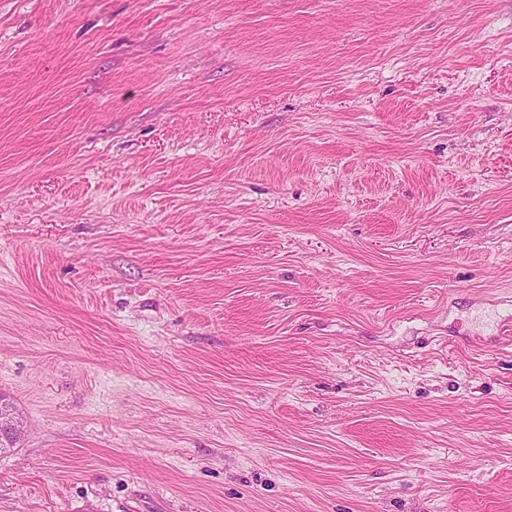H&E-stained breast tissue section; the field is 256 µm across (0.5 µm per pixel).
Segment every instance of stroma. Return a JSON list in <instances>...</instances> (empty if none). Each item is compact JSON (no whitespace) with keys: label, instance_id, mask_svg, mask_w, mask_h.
Returning <instances> with one entry per match:
<instances>
[{"label":"stroma","instance_id":"35a3bbf8","mask_svg":"<svg viewBox=\"0 0 512 512\" xmlns=\"http://www.w3.org/2000/svg\"><path fill=\"white\" fill-rule=\"evenodd\" d=\"M512 0H0V512H512ZM1 398H3V402H4V405H3V402L1 400V403H0V438H1V441H3L2 443L4 444V441L7 440V439H14L12 442H11V447H6V446H3L5 448H2V451H1V447H0V452L2 453H5L7 452L6 450L9 449V448H14L15 445L19 442V441H16L15 439H19V438H22L25 433L27 432L26 431V423L24 422V420L22 419V417L12 411H15L17 412V409L16 407L13 405V403H10V402H7L6 399L4 398V396H0ZM5 407H8L10 408L12 411H8L6 410ZM5 445V444H4Z\"/></svg>","mask_w":512,"mask_h":512}]
</instances>
